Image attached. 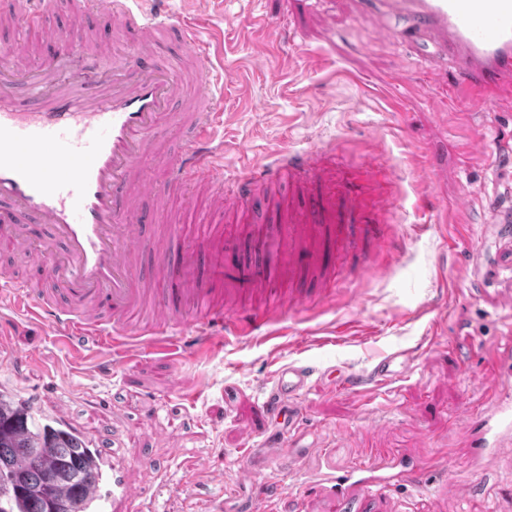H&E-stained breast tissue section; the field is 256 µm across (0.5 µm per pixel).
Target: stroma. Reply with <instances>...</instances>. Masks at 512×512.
Segmentation results:
<instances>
[{"label":"stroma","mask_w":512,"mask_h":512,"mask_svg":"<svg viewBox=\"0 0 512 512\" xmlns=\"http://www.w3.org/2000/svg\"><path fill=\"white\" fill-rule=\"evenodd\" d=\"M211 46L222 98L224 173L261 170L283 151L330 146L337 168L364 187L368 204L395 196L380 242L365 240L367 270L342 261L333 293L285 314L274 328L231 339L205 358L149 354L131 368L100 370L99 358L32 323L6 329L0 375L45 412L93 428L104 453L123 449L137 512H241L264 488L267 512H328L329 497L301 505L303 485L327 469L364 461L372 449L411 461L444 459L418 487L353 493L352 512H512V448L483 474L461 448L464 421L478 422L489 390L485 356L512 341V311L479 291L498 241L496 212L512 205V100L486 108L456 99L455 78L436 74L417 46L356 14L351 0H167ZM276 22V52L259 59L252 15ZM161 223L201 241L224 216L207 196L183 211L163 171L150 166ZM407 351L410 369L356 397L325 373H370ZM33 361H25V354ZM311 370L301 396L312 451L280 470L263 432L262 401L288 364Z\"/></svg>","instance_id":"1"}]
</instances>
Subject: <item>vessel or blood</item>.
I'll return each instance as SVG.
<instances>
[{
	"label": "vessel or blood",
	"instance_id": "b4317fda",
	"mask_svg": "<svg viewBox=\"0 0 512 512\" xmlns=\"http://www.w3.org/2000/svg\"><path fill=\"white\" fill-rule=\"evenodd\" d=\"M151 0H81V10L106 18L133 37L119 62H103L86 51L79 22L51 28L42 22L47 0H17L0 24L23 21L56 54L29 68L19 50L0 56V250L21 258L46 259L59 286L37 299L10 268L0 269V309L47 326L57 338H91L112 351L113 363L130 364L142 354L175 341L192 326L200 343L251 335L273 315L291 310L304 297L300 283L323 295L336 286L334 261L358 253L376 238V219L362 193L337 175L324 151L281 154L266 169L267 181L287 180L290 191L263 224H228L209 238L213 262L207 277L197 272L194 250L180 247L165 261L170 234L147 233L141 201L154 186L144 176L146 160L162 162L174 184L210 183L211 208L236 214L246 207L254 179L245 173L225 179L224 142L217 131L223 113L190 107L189 134L181 150L165 156L155 132L170 116L181 84L163 64L154 36L169 25ZM380 25L406 16L403 42L427 39L429 60L452 69L460 94H477L486 107L512 98V0H354ZM184 52L197 62V82L212 83L207 48L185 29ZM49 236H42V229ZM494 229L500 249L490 277L498 304L512 307V209L499 214ZM163 257L161 278L138 271L145 248ZM492 396L478 431L467 434L475 453L512 447V345L491 352ZM308 374L288 367L264 406L268 415L287 416L281 468H293L306 454L298 397ZM375 461L352 467L327 482L309 480L303 499L330 485L336 500L370 480L386 488ZM135 493L120 459L103 464L90 484L86 512H130Z\"/></svg>",
	"mask_w": 512,
	"mask_h": 512
}]
</instances>
